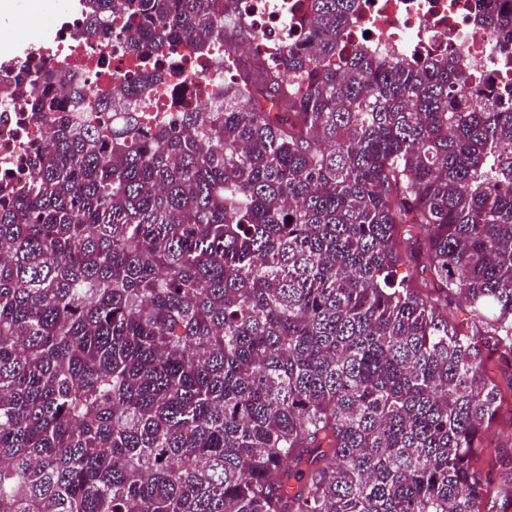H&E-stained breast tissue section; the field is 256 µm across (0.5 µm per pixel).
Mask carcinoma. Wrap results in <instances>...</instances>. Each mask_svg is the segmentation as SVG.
<instances>
[{
	"label": "carcinoma",
	"mask_w": 512,
	"mask_h": 512,
	"mask_svg": "<svg viewBox=\"0 0 512 512\" xmlns=\"http://www.w3.org/2000/svg\"><path fill=\"white\" fill-rule=\"evenodd\" d=\"M230 0H85L146 55ZM360 0L149 140L55 118L0 175V512H482L512 365V86L346 41ZM479 7L504 68L512 19ZM427 232H412L413 228ZM429 275V293L420 280ZM489 372L501 386L503 407L499 419L486 433L487 455L483 456L479 465L483 474L488 473L492 459L495 460L497 452L501 451L502 447L512 451V370L507 366L489 363Z\"/></svg>",
	"instance_id": "carcinoma-1"
}]
</instances>
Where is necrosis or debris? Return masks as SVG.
<instances>
[{"mask_svg": "<svg viewBox=\"0 0 512 512\" xmlns=\"http://www.w3.org/2000/svg\"><path fill=\"white\" fill-rule=\"evenodd\" d=\"M476 3L361 0L348 38L386 59L452 53L472 80H511L512 73L502 69L490 40L477 28ZM306 4L307 0H232L227 15L234 24L247 25L252 31L250 56H271L296 39ZM42 10L50 20L31 37L20 23L13 0H0L1 172L26 166L35 145L43 143L52 128L54 109L111 131V116L95 111L91 97L100 92L122 95L129 72L139 64L138 56L127 53L114 35L104 33L89 40L77 37L86 17L77 10L75 0H43ZM154 62L159 79L134 104L142 137H151L159 126L174 121L184 104L207 112L224 94L228 68L223 47L200 56L191 44L180 43L164 48ZM47 69L68 72L75 84L88 91V98L74 96L67 87L38 84L39 74ZM19 79L36 86L35 96L28 101L11 97ZM41 99L51 103V111L36 110Z\"/></svg>", "mask_w": 512, "mask_h": 512, "instance_id": "4bbe7bcc", "label": "necrosis or debris"}]
</instances>
